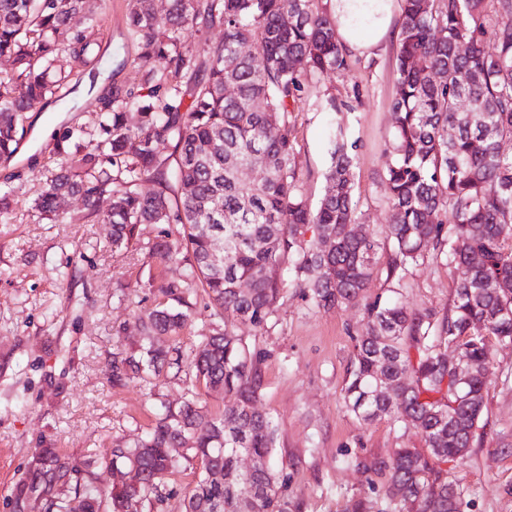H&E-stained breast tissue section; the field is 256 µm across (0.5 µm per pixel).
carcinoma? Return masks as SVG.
I'll use <instances>...</instances> for the list:
<instances>
[{"label":"carcinoma","instance_id":"cac0c4a2","mask_svg":"<svg viewBox=\"0 0 512 512\" xmlns=\"http://www.w3.org/2000/svg\"><path fill=\"white\" fill-rule=\"evenodd\" d=\"M94 15L93 0H0V57L14 65L0 77V163L18 152L21 113L68 81L53 71L55 56L84 62L94 53L91 36L76 26ZM399 24L395 123L382 176L387 278L399 286L428 259L462 276L441 317L390 295L363 304L345 400L364 422L390 416L422 435L429 454L401 448L363 465L388 473L387 492L400 496L405 512H461V493L429 458L468 454L484 408L490 340L512 342V153L503 149L512 141V0H401ZM199 27L224 37L185 48L183 32ZM129 28L140 81L95 96L98 134L63 130L53 144L59 172L32 211L48 219L79 196L88 215L111 226L114 251L128 248L142 224L176 226L179 246L166 230L148 258L179 272L156 282L162 300L137 315L143 344L113 356L112 384L132 377L155 388L187 368L206 392L234 403L214 414L195 392L166 407L144 438L104 458L120 476L109 489L96 485L93 462L71 465L41 448L14 497L38 502L41 512L154 510L170 496L167 476L196 458L202 473L183 512H288L275 490L276 428L257 407L261 370L228 323L264 328L289 288L315 307L361 302L377 242L353 235L356 156L342 128L330 138L326 188L314 208L295 163L298 113L321 75L349 70L350 55L327 0H170L162 19L153 0H133ZM252 45L258 51L245 50ZM189 71L193 81L184 85ZM162 140L174 143L173 167L158 157ZM242 166L262 177L240 180ZM145 179L155 185L148 194L139 190ZM103 198L111 208L102 214ZM217 240L224 259L215 265ZM200 299L214 316L209 334L188 352L156 346L161 336L180 335ZM452 353L470 371L455 394ZM245 454L259 460L251 474L239 468Z\"/></svg>","mask_w":512,"mask_h":512}]
</instances>
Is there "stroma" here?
I'll use <instances>...</instances> for the list:
<instances>
[{"instance_id":"35a3bbf8","label":"stroma","mask_w":512,"mask_h":512,"mask_svg":"<svg viewBox=\"0 0 512 512\" xmlns=\"http://www.w3.org/2000/svg\"><path fill=\"white\" fill-rule=\"evenodd\" d=\"M98 47L88 61L59 55L56 70L74 85L22 115L25 131L17 156L0 165V189L11 210L0 223V512H15L16 484L38 448L57 449L62 460L97 461L116 443L141 437L161 404L178 406L195 379L191 371L167 378L159 389L111 378L112 354L138 348L141 332L132 312L148 310L158 261L145 245L161 227L145 224L127 250L113 252L110 229L88 222L81 199L56 217L35 222L31 206L54 166L53 135L67 126H93V91L137 82V42L127 26L131 0H97ZM390 38L378 56L354 57L344 75L322 77L313 98L356 93L349 112L298 115L296 164L304 193L318 203L330 163L329 136L340 124L357 145L355 196L359 228L379 244L365 300L386 294L387 215L380 176L393 127L395 48ZM455 276L435 262L410 269L401 299L414 309L445 312ZM361 328L357 306L313 308L295 289L285 291L276 318L256 329L233 331L257 359L263 376L258 407L277 425V489L288 512H348L366 500L369 512H400L386 494L387 477L363 463L392 457L401 448H424L420 433L385 416L366 423L343 395ZM461 493L463 512H512V343H493L485 407L465 459L442 466Z\"/></svg>"}]
</instances>
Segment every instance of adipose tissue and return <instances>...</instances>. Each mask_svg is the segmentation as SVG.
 Segmentation results:
<instances>
[{"mask_svg":"<svg viewBox=\"0 0 512 512\" xmlns=\"http://www.w3.org/2000/svg\"><path fill=\"white\" fill-rule=\"evenodd\" d=\"M343 49L369 55L394 33L395 0H328Z\"/></svg>","mask_w":512,"mask_h":512,"instance_id":"adipose-tissue-1","label":"adipose tissue"}]
</instances>
